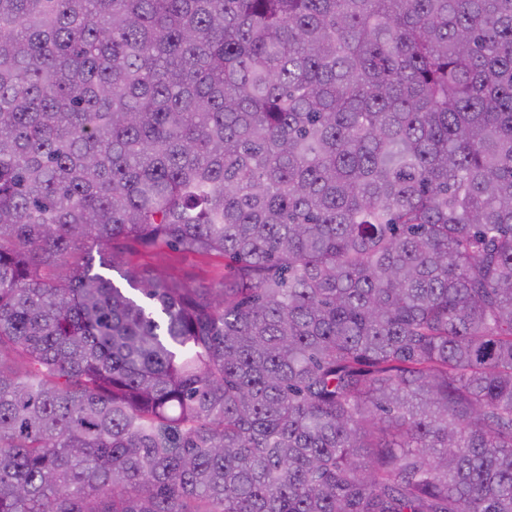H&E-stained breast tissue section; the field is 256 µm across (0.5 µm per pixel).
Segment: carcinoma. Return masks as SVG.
<instances>
[{"label":"carcinoma","mask_w":512,"mask_h":512,"mask_svg":"<svg viewBox=\"0 0 512 512\" xmlns=\"http://www.w3.org/2000/svg\"><path fill=\"white\" fill-rule=\"evenodd\" d=\"M0 512H512V0H0ZM124 260L144 275L156 268H164L176 280L196 288H210L229 274L223 257H202L176 251L165 253L146 252L138 246L126 249Z\"/></svg>","instance_id":"1"}]
</instances>
